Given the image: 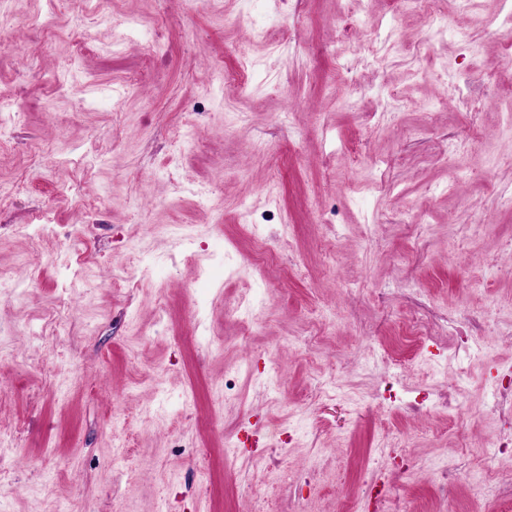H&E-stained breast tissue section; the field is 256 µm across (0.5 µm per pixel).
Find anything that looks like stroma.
<instances>
[{
    "label": "stroma",
    "instance_id": "stroma-1",
    "mask_svg": "<svg viewBox=\"0 0 512 512\" xmlns=\"http://www.w3.org/2000/svg\"><path fill=\"white\" fill-rule=\"evenodd\" d=\"M7 10L0 512H512V0Z\"/></svg>",
    "mask_w": 512,
    "mask_h": 512
}]
</instances>
